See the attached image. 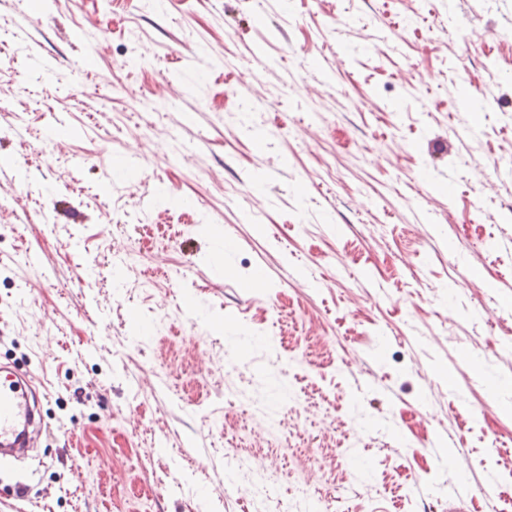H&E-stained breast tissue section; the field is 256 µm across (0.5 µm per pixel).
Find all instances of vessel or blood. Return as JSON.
Returning a JSON list of instances; mask_svg holds the SVG:
<instances>
[{"instance_id":"1","label":"vessel or blood","mask_w":512,"mask_h":512,"mask_svg":"<svg viewBox=\"0 0 512 512\" xmlns=\"http://www.w3.org/2000/svg\"><path fill=\"white\" fill-rule=\"evenodd\" d=\"M40 392L29 372L0 368V463L23 460L41 433Z\"/></svg>"}]
</instances>
